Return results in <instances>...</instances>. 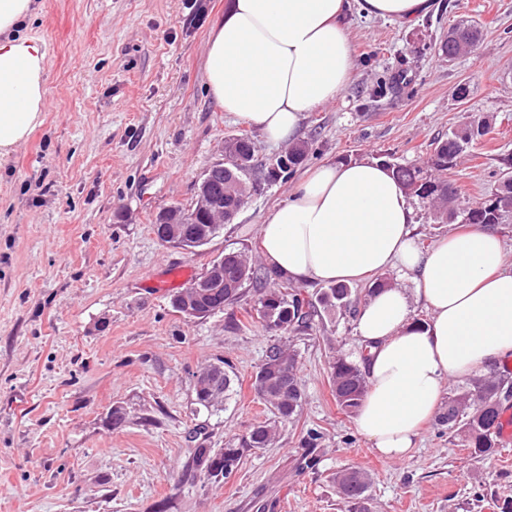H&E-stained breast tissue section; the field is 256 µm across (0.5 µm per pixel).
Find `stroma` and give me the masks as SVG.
Listing matches in <instances>:
<instances>
[{
	"instance_id": "35a3bbf8",
	"label": "stroma",
	"mask_w": 512,
	"mask_h": 512,
	"mask_svg": "<svg viewBox=\"0 0 512 512\" xmlns=\"http://www.w3.org/2000/svg\"><path fill=\"white\" fill-rule=\"evenodd\" d=\"M225 0H38L25 34L46 49L41 125L0 159V512H349L333 478L371 476L370 512H498L512 502V444L479 457L429 422L403 460L378 456L336 404L328 363L360 361L356 311L316 317L312 332L275 335L253 295L185 319L171 293L147 287L163 268L203 273L227 248L260 257V226L296 176L262 183L233 223L195 251L161 242L156 214L190 205L225 140L249 135L259 163L284 152L220 110L203 76L211 24ZM478 23L475 53L440 43ZM355 71L332 103L305 113L301 170L389 157L427 166L434 142L475 115L495 119L449 170L467 205L512 153V0H432L407 24L347 17ZM296 355L304 402L276 441L245 452L224 478L181 481L192 448H221L273 416L254 376L273 343ZM224 360L222 410L195 403V376ZM125 425L109 429L114 406ZM321 434L300 469L308 430Z\"/></svg>"
}]
</instances>
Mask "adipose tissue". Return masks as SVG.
<instances>
[{
	"mask_svg": "<svg viewBox=\"0 0 512 512\" xmlns=\"http://www.w3.org/2000/svg\"><path fill=\"white\" fill-rule=\"evenodd\" d=\"M412 21L430 0H228L205 49L217 106L268 141L292 138L304 113L333 101L355 61L346 17ZM35 0H0V157L42 121L46 50L22 26ZM413 209L375 160L327 162L299 180L260 226L269 266L296 282L353 283L396 272L413 292L372 294L358 314L369 388L357 431L382 456L406 458L438 411L446 382L512 356V268L492 230L476 226L428 248L412 236ZM430 312L412 320V302Z\"/></svg>",
	"mask_w": 512,
	"mask_h": 512,
	"instance_id": "ef3b65f1",
	"label": "adipose tissue"
}]
</instances>
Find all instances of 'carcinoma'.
<instances>
[{
    "mask_svg": "<svg viewBox=\"0 0 512 512\" xmlns=\"http://www.w3.org/2000/svg\"><path fill=\"white\" fill-rule=\"evenodd\" d=\"M489 129L484 118H475L448 134V138L436 142L432 165L437 171L431 175L419 167L388 163L394 176L407 193L414 194L429 210V215L438 223L447 221L457 224H474L487 229H496L500 224H512V209H497L491 205L489 196L512 198V155L501 158L505 170L501 178L474 205L459 208L443 205L448 193L458 194V188L448 181V170L457 158L475 140L485 136ZM306 148L296 144L288 150V169L282 170L285 178L304 159ZM256 168L255 148L251 139L241 134L235 162L229 169L213 174L211 190L222 193L224 184L232 178L252 174ZM179 238H166L167 228L155 225L157 237L169 244L186 247L191 242L202 247L208 244L221 229L219 224H182ZM291 280L271 268L253 263L246 250L224 253V286L212 289L202 297L195 310L197 318L204 319L233 305L246 294L250 286L255 296L254 311L266 329L282 334H307L313 330L314 317L318 310H331L347 304L351 289L346 285H331L316 296L302 288L290 287ZM285 363L288 378H280L272 366ZM329 380L337 406L345 413H354L360 407L368 390V381L359 365L343 356L333 358L328 364ZM197 404L209 409L219 406L232 392L233 379L224 367V362L210 364L199 372ZM219 386V395H213L211 383ZM512 381L502 377L475 379L468 389L448 398L447 407L437 417V424L448 428V433L461 439L462 446L473 449L479 456L492 454L497 447L499 406L504 396H509ZM257 393L269 406L277 423L294 419L301 411L303 388L291 354L279 346L271 347L258 366L254 377ZM276 423H264L253 427L242 438L240 446L227 445L221 454L211 448H194L183 469L185 480H201L225 477L236 469L244 452L266 448L276 439ZM338 493L349 504L352 512H368L367 495L371 478L359 469H347L336 473Z\"/></svg>",
    "mask_w": 512,
    "mask_h": 512,
    "instance_id": "carcinoma-1",
    "label": "carcinoma"
}]
</instances>
